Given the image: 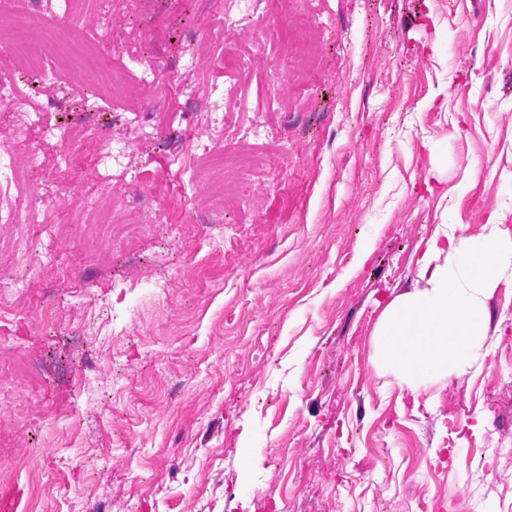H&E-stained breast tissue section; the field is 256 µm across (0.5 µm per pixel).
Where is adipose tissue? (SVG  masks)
Wrapping results in <instances>:
<instances>
[{
  "label": "adipose tissue",
  "instance_id": "obj_1",
  "mask_svg": "<svg viewBox=\"0 0 512 512\" xmlns=\"http://www.w3.org/2000/svg\"><path fill=\"white\" fill-rule=\"evenodd\" d=\"M416 265V286L386 306L377 329L378 361L413 390L434 372L464 375L488 354V298L512 267V227L494 215L476 236L439 224Z\"/></svg>",
  "mask_w": 512,
  "mask_h": 512
}]
</instances>
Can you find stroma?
<instances>
[{
    "label": "stroma",
    "instance_id": "stroma-1",
    "mask_svg": "<svg viewBox=\"0 0 512 512\" xmlns=\"http://www.w3.org/2000/svg\"><path fill=\"white\" fill-rule=\"evenodd\" d=\"M86 46L127 75L33 126L54 195L29 252L0 227V266L35 275L0 300V512H512V276L489 301L484 362L418 390L373 366L374 335L443 216L479 234L512 225V0H280L235 28L256 56L217 151H247L240 203L169 179L165 138L190 134L171 94L206 20L191 0H101ZM303 45L280 67L267 29ZM163 117L133 145L143 172L111 163L84 180L75 145L46 134L91 107ZM109 184L161 207L168 227L96 250L87 198ZM223 209L202 230L190 212ZM374 249L358 252L366 238ZM50 299L46 326L30 295ZM87 369L86 393L74 390ZM27 452L18 474L14 458Z\"/></svg>",
    "mask_w": 512,
    "mask_h": 512
}]
</instances>
